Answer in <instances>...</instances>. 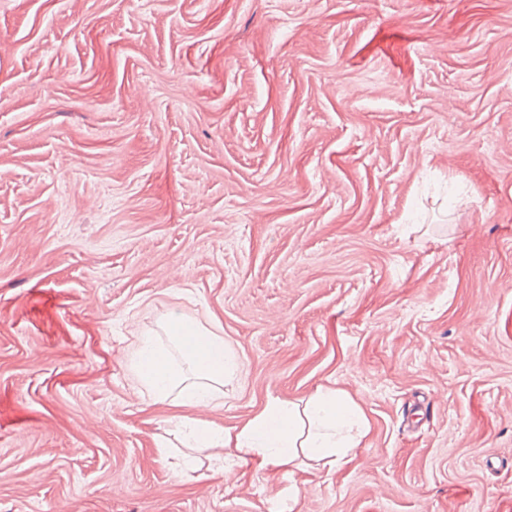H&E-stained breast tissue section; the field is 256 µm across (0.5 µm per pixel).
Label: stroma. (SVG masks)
I'll use <instances>...</instances> for the list:
<instances>
[{
	"label": "stroma",
	"mask_w": 512,
	"mask_h": 512,
	"mask_svg": "<svg viewBox=\"0 0 512 512\" xmlns=\"http://www.w3.org/2000/svg\"><path fill=\"white\" fill-rule=\"evenodd\" d=\"M179 312L242 427L342 391L349 461L181 462L130 370ZM512 512V0H0V512Z\"/></svg>",
	"instance_id": "obj_1"
}]
</instances>
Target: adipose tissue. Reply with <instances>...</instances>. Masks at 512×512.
<instances>
[{
  "instance_id": "ef3b65f1",
  "label": "adipose tissue",
  "mask_w": 512,
  "mask_h": 512,
  "mask_svg": "<svg viewBox=\"0 0 512 512\" xmlns=\"http://www.w3.org/2000/svg\"><path fill=\"white\" fill-rule=\"evenodd\" d=\"M163 336H142L132 370L155 402L177 406L216 405L220 387L237 361L223 336L182 315H171ZM368 428L364 415L333 389H318L304 404L270 400L235 431L194 425V448L223 458L232 451L241 462L290 469L304 462L336 464L359 446Z\"/></svg>"
}]
</instances>
